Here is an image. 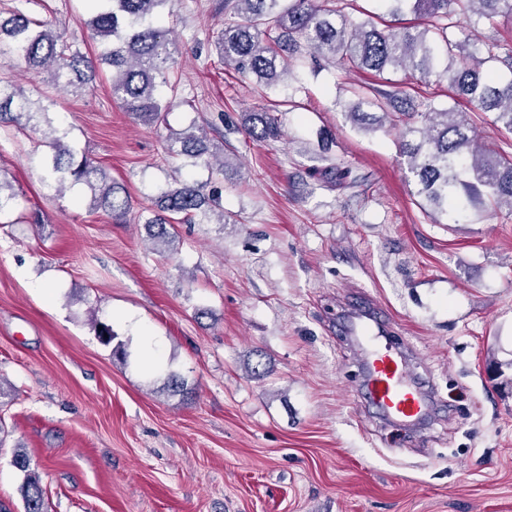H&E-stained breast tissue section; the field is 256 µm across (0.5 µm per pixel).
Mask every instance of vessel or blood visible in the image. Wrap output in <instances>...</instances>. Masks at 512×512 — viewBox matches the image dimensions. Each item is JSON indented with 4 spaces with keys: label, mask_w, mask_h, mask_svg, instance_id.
Segmentation results:
<instances>
[{
    "label": "vessel or blood",
    "mask_w": 512,
    "mask_h": 512,
    "mask_svg": "<svg viewBox=\"0 0 512 512\" xmlns=\"http://www.w3.org/2000/svg\"><path fill=\"white\" fill-rule=\"evenodd\" d=\"M349 332L368 344L362 357L366 370L362 399L389 418L417 424L427 415L429 405L421 393L408 385L409 363L402 351L382 342L383 331L371 314L353 312Z\"/></svg>",
    "instance_id": "vessel-or-blood-1"
}]
</instances>
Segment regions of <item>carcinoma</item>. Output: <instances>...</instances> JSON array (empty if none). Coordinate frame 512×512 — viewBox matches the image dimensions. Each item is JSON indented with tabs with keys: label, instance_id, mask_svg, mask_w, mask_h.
<instances>
[{
	"label": "carcinoma",
	"instance_id": "carcinoma-1",
	"mask_svg": "<svg viewBox=\"0 0 512 512\" xmlns=\"http://www.w3.org/2000/svg\"><path fill=\"white\" fill-rule=\"evenodd\" d=\"M94 13L88 23L98 51L89 55L67 42L65 31L52 20L35 21L15 9L0 16V55L9 54L34 73H48L51 81L76 91L91 80L101 64L112 68V97L139 122L164 120L168 103L156 94L158 84L170 81L175 63L174 40L157 24L165 12L173 13L174 0H92ZM345 0H224L229 15L215 39L224 65L266 86L283 83L306 57L316 54L331 64L350 63L373 71L403 72L423 85L448 82L453 96L464 98L474 112H491L494 123L512 133V54L497 40L475 34L483 23L512 19V0H385L392 16L403 4L424 20L423 27L391 26L374 14L355 18L345 11ZM358 102L350 119L371 129L390 121L387 109L399 111L405 128L398 141L416 178L417 195L434 212L452 224H467L481 216L486 206L512 211V153L482 143L475 135L471 116L450 106L439 109L433 99L420 103L402 88L384 100L354 93ZM48 107L34 102L14 83L0 79V125L20 124L22 119L44 118L49 132L42 141L48 152L32 157L45 174L48 186L61 190L85 185L93 206L122 217L128 198H119L106 170L56 135ZM245 132L258 142L280 136V127L269 112H251ZM169 153L186 163L207 168L204 182L183 181L158 196V210L145 219L148 237L171 247L176 223L200 224L220 208L218 185L223 183L226 161L210 149L206 131L181 133ZM25 472L21 492L24 512H47L40 476L30 469L23 448L14 456Z\"/></svg>",
	"mask_w": 512,
	"mask_h": 512
}]
</instances>
